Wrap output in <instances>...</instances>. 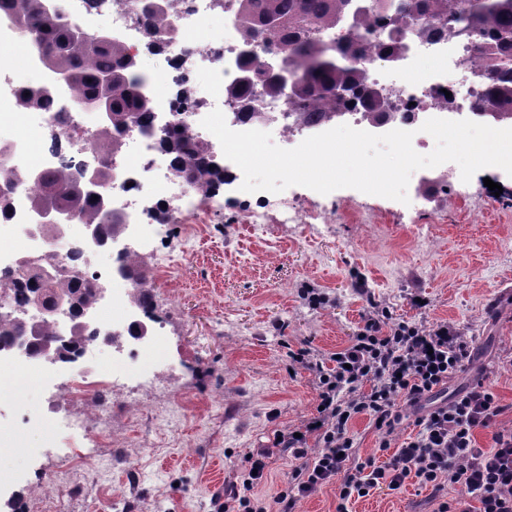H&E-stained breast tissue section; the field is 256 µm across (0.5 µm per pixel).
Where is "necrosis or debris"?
<instances>
[{
  "label": "necrosis or debris",
  "instance_id": "4bbe7bcc",
  "mask_svg": "<svg viewBox=\"0 0 512 512\" xmlns=\"http://www.w3.org/2000/svg\"><path fill=\"white\" fill-rule=\"evenodd\" d=\"M53 5L63 22L77 24L91 34L109 32L135 61L148 56L155 61L154 67L144 72V92L151 106L148 124L133 125L119 133L120 147L112 157L110 179L98 188L108 202L107 215L122 220V251L115 254L111 267L99 266L95 250L83 243L78 223L68 227L66 248L53 251L56 266L75 267L84 278L105 288L110 308L119 315L115 321L87 320L75 355L50 363L51 369L68 371L69 376L46 410L64 413L72 430L84 432V440L71 456L72 462L84 463L98 460L111 443L112 426L107 422L92 426L81 409L82 402L92 396L105 410L113 411L119 405L142 401L157 387L151 377L129 385L117 373L103 369L98 360L104 331L121 337L130 330L126 300L137 283L120 276L118 267L134 266L147 257L156 276H164L171 268L170 252L143 253L139 225L153 223L161 206L167 208L174 223L206 224L212 210L224 205L223 188L205 192L179 175L177 168L183 156L165 147L169 120L181 117L185 137L214 148L219 142L201 121L216 108L223 112L230 129L266 131L274 141L292 147L315 135L316 130L288 113L279 98L259 97L265 118L257 122L239 119L235 109L228 106L226 90L241 77V26L233 0L223 6L216 0H171L167 8L169 30L152 50L146 49L143 26L126 0H53ZM485 64V56L475 52L472 39L445 30L430 40L407 38L402 57L392 63L372 61L366 80L391 102L394 119L387 123V130L413 132L412 145L422 154L435 147L433 137L421 130L427 119L472 118L484 93L478 73ZM0 73L10 79L8 87H0V120L9 121L13 127L12 135L0 138V198L8 201L7 209L0 211V321H4L23 316L29 308L22 282L36 271L18 268V260L35 259L49 251L38 228L42 218L31 205L36 176L59 168L77 175L97 165L92 144L101 118L99 113L72 107L71 91L57 87L54 75L35 56H26L19 63L1 53ZM25 92L42 96L36 109L39 124H29L26 110L19 106ZM47 128L55 132L57 142L45 139L43 131ZM72 246L80 250L74 261L68 252Z\"/></svg>",
  "mask_w": 512,
  "mask_h": 512
}]
</instances>
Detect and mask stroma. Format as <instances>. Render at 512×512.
<instances>
[{"instance_id":"1","label":"stroma","mask_w":512,"mask_h":512,"mask_svg":"<svg viewBox=\"0 0 512 512\" xmlns=\"http://www.w3.org/2000/svg\"><path fill=\"white\" fill-rule=\"evenodd\" d=\"M501 185L493 192L489 183ZM435 188L429 202L410 206L354 189L330 198L301 186L284 191L312 212L334 202L329 223H242V203L225 205L224 221L196 227L180 250L186 225H149L150 244L176 250L172 272L152 281L158 305L173 301L164 336L135 341L142 366L159 378L176 372L175 390H160L112 415L115 447L91 467L68 461L76 444L58 425L33 417L30 406L53 392L48 382L0 390V426L32 450L0 453L14 470L1 488L21 489L39 505V486L55 490L52 512H219L225 483L247 453L274 431L301 425L315 413L317 393L307 371L291 374L289 351L322 354L345 348L370 303L391 321L445 323L461 330L471 355L449 379L452 396L490 378L512 428V177L477 171L466 201L449 203ZM318 289L326 302L302 297ZM428 305L418 309L415 296ZM427 492L409 484L379 491L352 512H427Z\"/></svg>"}]
</instances>
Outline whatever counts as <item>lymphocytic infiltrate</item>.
<instances>
[{"instance_id": "1", "label": "lymphocytic infiltrate", "mask_w": 512, "mask_h": 512, "mask_svg": "<svg viewBox=\"0 0 512 512\" xmlns=\"http://www.w3.org/2000/svg\"><path fill=\"white\" fill-rule=\"evenodd\" d=\"M469 355L463 334L445 323L421 326L389 322L371 304L349 345L330 355L298 349L292 361L313 378L319 409L298 428L250 452L224 494V512H296L298 502L322 487H338L336 512L375 491H396L406 482L428 489L436 512H512V430H498L502 408L490 380L442 402L439 388L459 372ZM366 415L381 434L377 449L389 459L359 460L349 433ZM413 418L416 435L392 448L397 425ZM491 430L492 444L480 447L476 429ZM291 459L284 488L273 499L256 495L273 457Z\"/></svg>"}]
</instances>
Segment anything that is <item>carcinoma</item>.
Segmentation results:
<instances>
[{
	"instance_id": "obj_1",
	"label": "carcinoma",
	"mask_w": 512,
	"mask_h": 512,
	"mask_svg": "<svg viewBox=\"0 0 512 512\" xmlns=\"http://www.w3.org/2000/svg\"><path fill=\"white\" fill-rule=\"evenodd\" d=\"M138 2L148 20L147 35L155 38L164 34L167 23L163 5L157 0ZM44 3L46 0H0V10L17 18L37 37L40 44L37 58L54 75L68 77L67 86L73 90L74 99L82 104H96L101 78L112 77V98L107 100L112 120L101 124L94 138V147L102 157L100 180L104 182L109 176L110 157L118 150L115 133L131 122L142 123L149 117V101L141 95L145 78L119 43L96 38L75 40L57 17L46 15ZM450 3L454 7L451 15L448 14ZM349 6L350 0H239L245 45L239 65L251 77V81L232 87L242 116L250 120L259 117V113L250 111L254 89H260L266 96H279L277 85L265 75L258 52L260 48L266 54L272 52L258 41L259 34L266 32L279 38V49L286 54L288 66L298 78L292 103L303 107L297 113L301 123L333 122L354 99L361 101L371 122L382 124L390 120L391 113L382 111L383 97L364 84L362 55L355 31H349L334 46L323 40L322 32L340 23ZM401 12L420 38H431L443 20L450 28L464 26L470 34L488 37L490 42L485 46L488 66L479 72L486 95L476 109L491 119L512 121V0H406ZM367 19L377 22L379 33H387L382 57L399 58L406 31L391 23V17L375 15L370 5L360 16L362 21ZM339 87L345 88L348 96L336 95ZM178 148L188 157L181 173L190 182L208 188L224 181V167L213 163L207 144L186 138ZM75 182L76 178L65 171L46 172L38 179V192L32 203L37 207L74 211L81 223L96 224L105 235L116 236L121 225L104 215L91 195L78 191ZM52 288L73 294L77 302L88 307L98 301L89 281L59 280Z\"/></svg>"
}]
</instances>
